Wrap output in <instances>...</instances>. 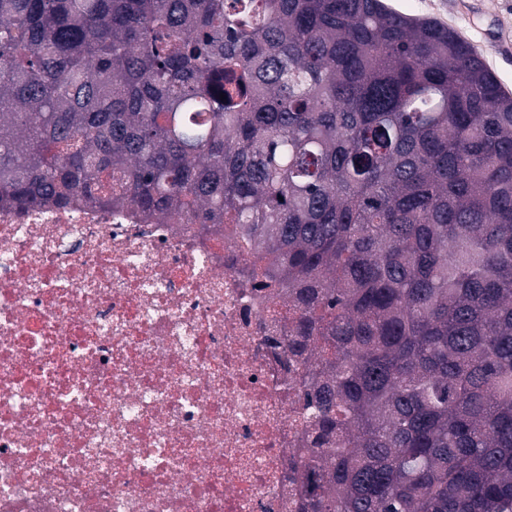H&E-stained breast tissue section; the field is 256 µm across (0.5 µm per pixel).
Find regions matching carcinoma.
Masks as SVG:
<instances>
[{
  "instance_id": "cac0c4a2",
  "label": "carcinoma",
  "mask_w": 512,
  "mask_h": 512,
  "mask_svg": "<svg viewBox=\"0 0 512 512\" xmlns=\"http://www.w3.org/2000/svg\"><path fill=\"white\" fill-rule=\"evenodd\" d=\"M76 204L225 228L286 289L298 512H512V96L455 32L384 0H0V210Z\"/></svg>"
}]
</instances>
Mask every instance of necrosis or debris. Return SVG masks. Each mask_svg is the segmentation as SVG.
<instances>
[{
	"label": "necrosis or debris",
	"mask_w": 512,
	"mask_h": 512,
	"mask_svg": "<svg viewBox=\"0 0 512 512\" xmlns=\"http://www.w3.org/2000/svg\"><path fill=\"white\" fill-rule=\"evenodd\" d=\"M227 233L0 211V512H293L306 364Z\"/></svg>",
	"instance_id": "obj_1"
}]
</instances>
